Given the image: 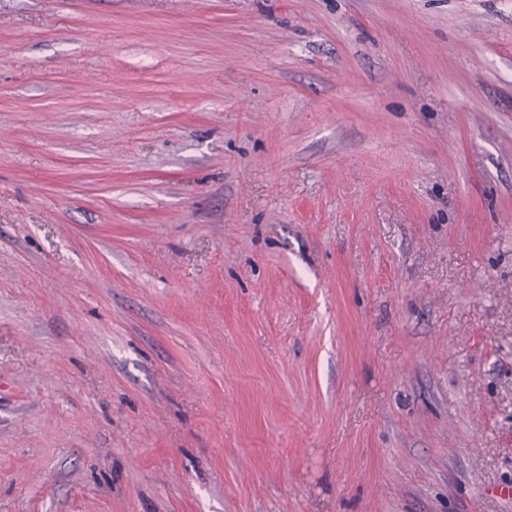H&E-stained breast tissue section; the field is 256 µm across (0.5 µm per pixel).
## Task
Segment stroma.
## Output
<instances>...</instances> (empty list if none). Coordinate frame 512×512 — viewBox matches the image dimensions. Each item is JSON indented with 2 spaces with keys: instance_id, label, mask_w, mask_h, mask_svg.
I'll return each instance as SVG.
<instances>
[{
  "instance_id": "35a3bbf8",
  "label": "stroma",
  "mask_w": 512,
  "mask_h": 512,
  "mask_svg": "<svg viewBox=\"0 0 512 512\" xmlns=\"http://www.w3.org/2000/svg\"><path fill=\"white\" fill-rule=\"evenodd\" d=\"M512 0H0V512H512Z\"/></svg>"
}]
</instances>
